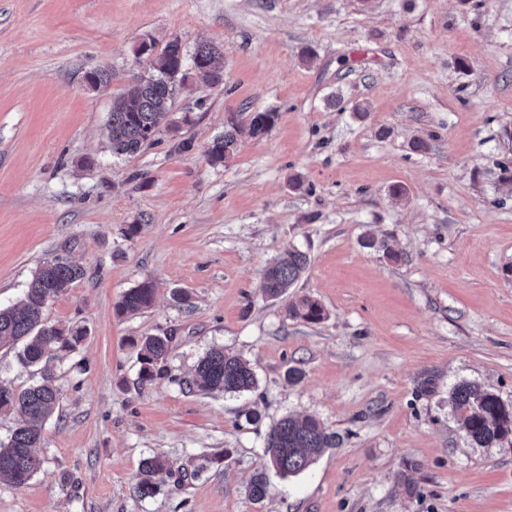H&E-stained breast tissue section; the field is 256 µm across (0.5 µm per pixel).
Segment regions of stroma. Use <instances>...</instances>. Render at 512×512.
I'll use <instances>...</instances> for the list:
<instances>
[{
	"instance_id": "obj_1",
	"label": "stroma",
	"mask_w": 512,
	"mask_h": 512,
	"mask_svg": "<svg viewBox=\"0 0 512 512\" xmlns=\"http://www.w3.org/2000/svg\"><path fill=\"white\" fill-rule=\"evenodd\" d=\"M174 39L188 56L218 46L223 87L189 75L155 142L113 155L112 101L147 69L136 48ZM93 68L108 87H88ZM264 110L275 126L211 164L228 113L245 127ZM506 125L512 0H0V305L61 256L85 275L45 317L86 332L49 361L61 399L43 465L0 483V512H512V436L471 445L448 406L462 381L512 403ZM293 247L311 264L291 293L318 300L320 322L262 292ZM146 280L153 307L117 316ZM166 332L164 371L141 382L134 340ZM214 346L251 364L255 391L186 388ZM291 413L340 443L251 502L267 435ZM157 454L171 471L144 499L141 463Z\"/></svg>"
}]
</instances>
